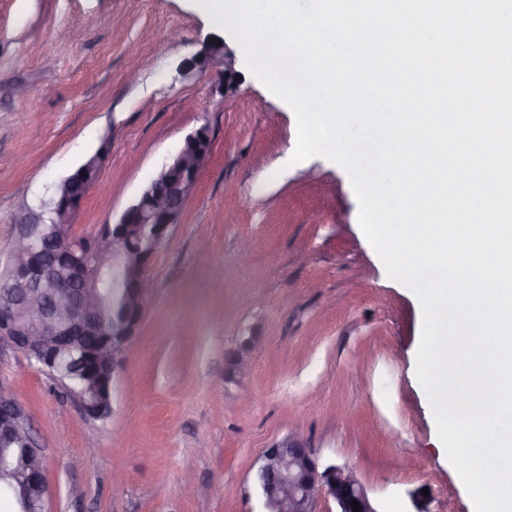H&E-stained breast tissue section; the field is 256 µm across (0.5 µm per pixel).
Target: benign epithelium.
<instances>
[{"mask_svg": "<svg viewBox=\"0 0 512 512\" xmlns=\"http://www.w3.org/2000/svg\"><path fill=\"white\" fill-rule=\"evenodd\" d=\"M208 154L179 150L158 169L139 196L119 219L104 226L89 242L93 261L78 267L58 263L64 253L74 254L81 245L73 243L57 214L53 201L45 200L18 221L14 258L9 262V298L0 306V346L24 354L42 372L51 373L63 353L74 349L78 334L93 323L97 309L94 295L101 264L107 257H129L136 268L135 311L121 325L112 327V339L96 362L117 372L126 349L141 326L152 282L148 267L157 249L170 240L187 199L192 195ZM50 222L58 225L51 239L39 244L27 234L26 225ZM84 415L102 417L99 401L88 391H74ZM28 433L23 408L0 392V435L17 437ZM24 474L34 486H48L41 450L27 456ZM267 512H315L321 498H331L336 512H378L352 472L335 464H322L299 437L292 436L262 451L255 477Z\"/></svg>", "mask_w": 512, "mask_h": 512, "instance_id": "obj_1", "label": "benign epithelium"}]
</instances>
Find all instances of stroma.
<instances>
[{
	"mask_svg": "<svg viewBox=\"0 0 512 512\" xmlns=\"http://www.w3.org/2000/svg\"><path fill=\"white\" fill-rule=\"evenodd\" d=\"M211 41L220 59L183 69ZM202 126L210 156L149 268L110 414L86 418L0 347L47 464L44 512H258V458L290 436L352 471L377 512H475L416 375V295L365 237L346 171L292 163V109L198 0H0V269L25 210L100 145L78 236L117 220Z\"/></svg>",
	"mask_w": 512,
	"mask_h": 512,
	"instance_id": "stroma-1",
	"label": "stroma"
}]
</instances>
